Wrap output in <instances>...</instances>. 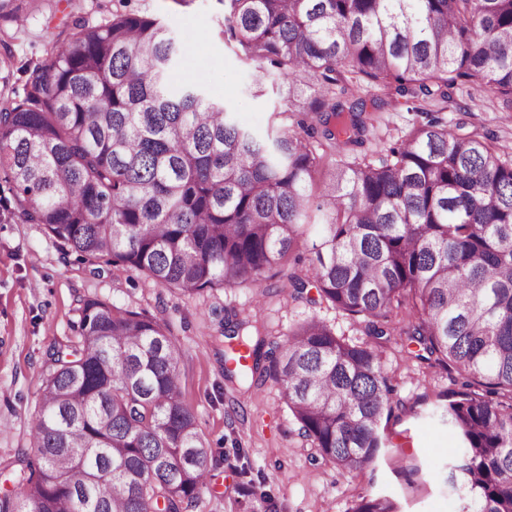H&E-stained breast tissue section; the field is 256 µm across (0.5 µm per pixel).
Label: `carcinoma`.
Returning a JSON list of instances; mask_svg holds the SVG:
<instances>
[{"label":"carcinoma","mask_w":512,"mask_h":512,"mask_svg":"<svg viewBox=\"0 0 512 512\" xmlns=\"http://www.w3.org/2000/svg\"><path fill=\"white\" fill-rule=\"evenodd\" d=\"M224 40L283 78L288 109L263 134L185 79L192 46L152 17L78 25L12 86L0 59L6 210L81 260L136 270L187 298L284 277V288L361 327L350 343L311 316L269 341L235 322L224 377L280 385L314 461L361 474L388 447L402 403L382 365L401 334L416 358L457 374L438 410L457 436L461 512H512V155L436 117L377 160L327 159L364 143L371 118L339 97L367 81L443 103L462 84L512 110V0H222ZM317 230L304 272L294 246ZM77 340L52 354L34 453L0 512H186L212 450L179 386L184 359L144 312L87 299ZM250 363H240V350ZM347 512H399L357 496Z\"/></svg>","instance_id":"carcinoma-1"}]
</instances>
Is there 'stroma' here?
<instances>
[{
	"mask_svg": "<svg viewBox=\"0 0 512 512\" xmlns=\"http://www.w3.org/2000/svg\"><path fill=\"white\" fill-rule=\"evenodd\" d=\"M164 20L193 51L185 71L214 96L223 97L238 120L265 131L276 111L287 109L275 94L255 96L264 77L242 62L220 34L224 11L218 0H43L37 9L21 7L11 23L10 55L15 66L42 60L49 41L58 39L61 21L103 25L113 13ZM375 112L368 138L354 152L377 158L413 126L425 123L434 101L385 97ZM440 117L449 128L490 136L512 153V112L468 86L453 91V103ZM87 299L144 312L170 331L184 355L182 398L218 459L198 501L189 512H346L359 495L393 497L401 512H460L458 497L446 484V464L459 446L440 422L454 375L416 358L406 337L392 336L382 356L395 396L403 404L388 424V448L376 463L354 475L315 463L308 441L290 415L282 389L274 382L249 391L224 381L222 324L228 317L257 318L270 339L311 316L337 333L360 341L345 316L282 292L260 297L252 287L224 288L189 299L160 288L135 271L106 263L92 267L63 249L40 224H23L0 207V496L15 492L7 465L30 450L31 424L39 389L48 376L54 349L71 344L73 323Z\"/></svg>",
	"mask_w": 512,
	"mask_h": 512,
	"instance_id": "35a3bbf8",
	"label": "stroma"
}]
</instances>
